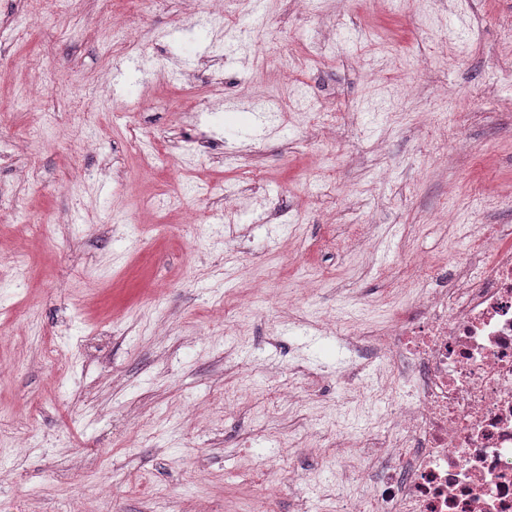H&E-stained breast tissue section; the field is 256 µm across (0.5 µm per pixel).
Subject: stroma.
Listing matches in <instances>:
<instances>
[{
	"instance_id": "1",
	"label": "stroma",
	"mask_w": 512,
	"mask_h": 512,
	"mask_svg": "<svg viewBox=\"0 0 512 512\" xmlns=\"http://www.w3.org/2000/svg\"><path fill=\"white\" fill-rule=\"evenodd\" d=\"M262 2L257 34L228 40L188 29L208 0H162L113 57L108 0H54L24 39L23 0H0V139L17 146L0 165V259L23 251L28 267L0 281L14 318L0 324V512H327L315 487L335 480V451L300 438L317 406L365 429L343 400L362 381L350 327L382 317L405 238L453 251L472 223L512 225V201L485 200L512 185V0ZM288 59L319 110L348 114L335 138L274 119ZM42 70L58 125L95 113L87 145L22 138L13 88ZM132 124L168 147L154 183ZM179 190L207 220L137 213L138 196ZM229 197L239 218L222 224ZM362 226L370 255L342 249ZM327 311L341 321L326 329ZM292 472L313 488L289 487Z\"/></svg>"
}]
</instances>
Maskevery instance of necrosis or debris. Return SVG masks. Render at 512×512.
I'll use <instances>...</instances> for the list:
<instances>
[{
  "mask_svg": "<svg viewBox=\"0 0 512 512\" xmlns=\"http://www.w3.org/2000/svg\"><path fill=\"white\" fill-rule=\"evenodd\" d=\"M474 245L412 250L404 303L359 323L385 372L357 400H390L380 425L348 437L351 482L323 485L336 512H512V225H480Z\"/></svg>",
  "mask_w": 512,
  "mask_h": 512,
  "instance_id": "4bbe7bcc",
  "label": "necrosis or debris"
}]
</instances>
